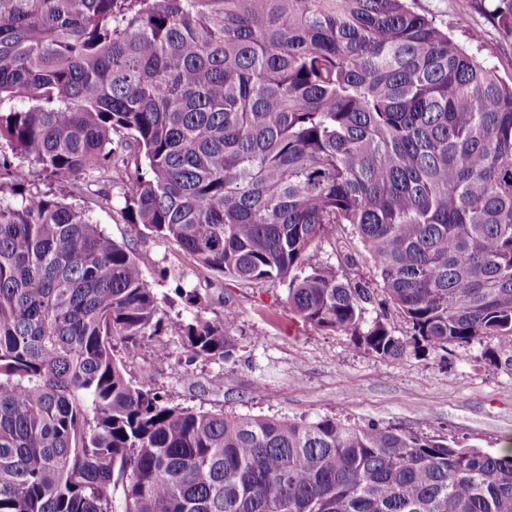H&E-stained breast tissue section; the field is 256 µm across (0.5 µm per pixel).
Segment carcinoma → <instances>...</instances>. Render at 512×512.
<instances>
[{
  "instance_id": "cac0c4a2",
  "label": "carcinoma",
  "mask_w": 512,
  "mask_h": 512,
  "mask_svg": "<svg viewBox=\"0 0 512 512\" xmlns=\"http://www.w3.org/2000/svg\"><path fill=\"white\" fill-rule=\"evenodd\" d=\"M470 6L512 49V0ZM14 100L0 512H512V449L181 407L129 377L164 336L188 364L235 361L230 316L14 162L380 357L512 342V75L413 0H0ZM348 227L374 288L308 263ZM161 343H163V345L159 342L150 343L143 348L139 357L127 363V371L131 376L135 377L139 381L142 380L144 371L149 368V364L152 362L155 349L166 346L168 351L172 353L173 361L183 355L181 354V348L176 343L167 341V338L164 337L163 342Z\"/></svg>"
}]
</instances>
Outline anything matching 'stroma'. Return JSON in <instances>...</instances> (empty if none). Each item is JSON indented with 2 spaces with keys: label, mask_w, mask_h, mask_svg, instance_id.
Wrapping results in <instances>:
<instances>
[{
  "label": "stroma",
  "mask_w": 512,
  "mask_h": 512,
  "mask_svg": "<svg viewBox=\"0 0 512 512\" xmlns=\"http://www.w3.org/2000/svg\"><path fill=\"white\" fill-rule=\"evenodd\" d=\"M416 7L459 41L478 35V55L512 74L493 29L468 0H415ZM96 224L120 243L137 249L147 272L182 267L190 285L199 279L173 244L136 235L118 209L91 204ZM216 315L235 318V362H197L152 370L153 386L184 406L221 408L313 420L348 418L360 424L458 438L490 452L512 446V343L487 337L451 352L426 350L394 360L355 345L353 336L304 326L285 302L283 287L246 288L227 280ZM219 377L220 390L206 388Z\"/></svg>",
  "instance_id": "stroma-1"
}]
</instances>
